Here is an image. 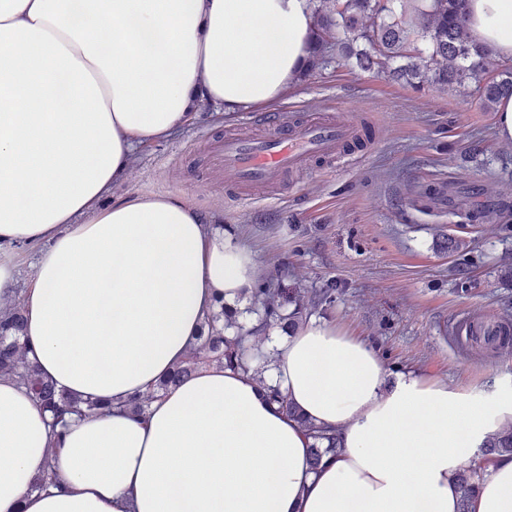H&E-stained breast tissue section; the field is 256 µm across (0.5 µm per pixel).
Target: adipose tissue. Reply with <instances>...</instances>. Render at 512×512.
<instances>
[{
	"label": "adipose tissue",
	"instance_id": "1",
	"mask_svg": "<svg viewBox=\"0 0 512 512\" xmlns=\"http://www.w3.org/2000/svg\"><path fill=\"white\" fill-rule=\"evenodd\" d=\"M315 24L310 0H0V307L21 301L44 376L110 405L59 438L0 377V512H459L455 474L512 426V388L489 411L412 371L389 379L371 344L311 319L263 379L213 364L154 392L217 301L246 304L259 265L187 201L103 200L204 108L280 102ZM467 25L512 60V0H469ZM19 244L40 247L21 296ZM271 386L336 433V458L310 468L312 440ZM470 510L512 512V460Z\"/></svg>",
	"mask_w": 512,
	"mask_h": 512
}]
</instances>
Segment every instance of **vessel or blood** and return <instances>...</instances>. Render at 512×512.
<instances>
[{"mask_svg":"<svg viewBox=\"0 0 512 512\" xmlns=\"http://www.w3.org/2000/svg\"><path fill=\"white\" fill-rule=\"evenodd\" d=\"M271 125L265 136L234 132L208 145L212 170L232 177L243 197L279 185L311 158L346 154L358 137L351 122L320 112L300 117L282 113L272 118Z\"/></svg>","mask_w":512,"mask_h":512,"instance_id":"1","label":"vessel or blood"}]
</instances>
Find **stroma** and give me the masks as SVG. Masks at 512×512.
Listing matches in <instances>:
<instances>
[{
	"label": "stroma",
	"mask_w": 512,
	"mask_h": 512,
	"mask_svg": "<svg viewBox=\"0 0 512 512\" xmlns=\"http://www.w3.org/2000/svg\"><path fill=\"white\" fill-rule=\"evenodd\" d=\"M283 112L338 113L366 130L367 147L314 160L253 200L214 178L207 143ZM165 195L219 218L255 253L260 283L329 289L309 318L372 344L389 374L413 371L482 398L512 385V356L461 348L467 315L512 326V147L475 91H415L355 60L325 63L271 107L223 122L200 117L146 146L113 198ZM483 219H473L474 211Z\"/></svg>",
	"instance_id": "1"
}]
</instances>
